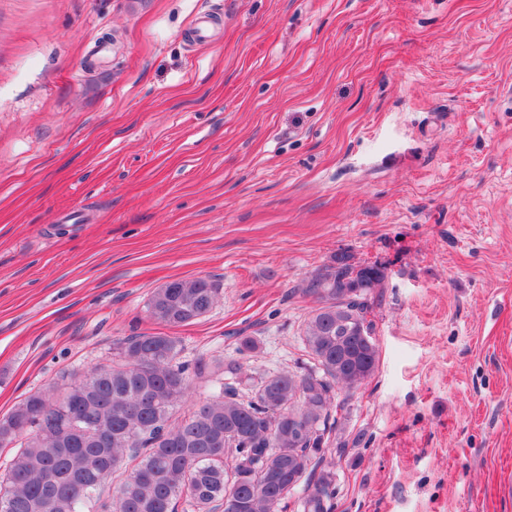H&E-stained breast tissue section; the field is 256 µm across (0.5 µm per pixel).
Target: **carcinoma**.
Returning <instances> with one entry per match:
<instances>
[{"mask_svg":"<svg viewBox=\"0 0 512 512\" xmlns=\"http://www.w3.org/2000/svg\"><path fill=\"white\" fill-rule=\"evenodd\" d=\"M385 278L340 253L303 282L315 306L301 328L300 372L245 380L235 363L182 362L177 337L147 333L118 342L120 361L29 394L0 417V448L12 451L0 467V512H332L328 456L348 445L336 391L348 396L374 376L379 347L360 348L348 371L336 352L351 348V327L372 329ZM219 294L207 278L177 279L152 293L148 311L186 325ZM195 379L209 397L179 417ZM293 415L305 421L300 439L288 436Z\"/></svg>","mask_w":512,"mask_h":512,"instance_id":"obj_1","label":"carcinoma"}]
</instances>
